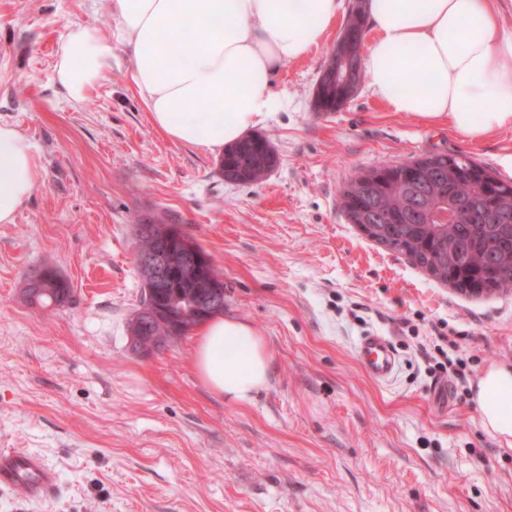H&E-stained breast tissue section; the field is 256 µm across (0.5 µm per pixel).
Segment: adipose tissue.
<instances>
[{
	"label": "adipose tissue",
	"mask_w": 512,
	"mask_h": 512,
	"mask_svg": "<svg viewBox=\"0 0 512 512\" xmlns=\"http://www.w3.org/2000/svg\"><path fill=\"white\" fill-rule=\"evenodd\" d=\"M108 8L153 125L175 143L215 151L273 116L274 76L324 41L344 0H108ZM361 8L373 35L365 84L388 111L473 142L512 127V28L494 0H362ZM111 66V47L77 26L56 77L79 103ZM38 177L31 142L0 125V224L13 223ZM194 367L210 391L244 404L267 385L271 361L249 324L217 317L200 330ZM476 401L484 427L512 438V368H490Z\"/></svg>",
	"instance_id": "ef3b65f1"
}]
</instances>
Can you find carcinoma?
<instances>
[{
    "mask_svg": "<svg viewBox=\"0 0 512 512\" xmlns=\"http://www.w3.org/2000/svg\"><path fill=\"white\" fill-rule=\"evenodd\" d=\"M362 9H351L333 51L335 60L361 62L365 38ZM344 76H321L316 112H336L344 103ZM278 161L269 140L248 136L224 150L220 169L235 183L261 180ZM343 207L372 241L407 256L435 280L468 295H492L512 288V181L503 180L468 157L444 154L420 157L366 170L344 185ZM449 213L443 221L440 214ZM129 320L150 312L142 335L169 333L166 310L173 289L148 294ZM26 294L43 307L69 302L70 285L52 267L29 277Z\"/></svg>",
    "mask_w": 512,
    "mask_h": 512,
    "instance_id": "obj_1",
    "label": "carcinoma"
}]
</instances>
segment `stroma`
Returning <instances> with one entry per match:
<instances>
[{"label": "stroma", "mask_w": 512, "mask_h": 512, "mask_svg": "<svg viewBox=\"0 0 512 512\" xmlns=\"http://www.w3.org/2000/svg\"><path fill=\"white\" fill-rule=\"evenodd\" d=\"M76 25L112 45L78 105L55 77ZM112 27L104 0H0V123L32 142L40 174L0 224V449L57 473L45 501L0 491V512H512V446L485 430L475 400L479 377L512 363V291L435 281L366 239L340 196L361 171L438 153L512 180V128L471 142L362 85L339 111H314L335 26L274 79L284 106L257 132L277 167L231 183L221 152L154 127ZM148 221L198 242L224 275V316L264 341L269 384L251 402L200 382L197 330L132 351ZM46 265L69 282L68 304L30 303L26 281ZM371 330L398 355L386 382L356 360ZM437 345L466 360V385L430 374L424 351Z\"/></svg>", "instance_id": "35a3bbf8"}]
</instances>
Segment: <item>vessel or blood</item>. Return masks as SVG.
<instances>
[{"instance_id": "obj_1", "label": "vessel or blood", "mask_w": 512, "mask_h": 512, "mask_svg": "<svg viewBox=\"0 0 512 512\" xmlns=\"http://www.w3.org/2000/svg\"><path fill=\"white\" fill-rule=\"evenodd\" d=\"M356 358L371 378L384 381L397 369V355L391 341L376 332L359 336ZM57 484L56 473L46 461L32 452H0V488L20 491L27 499L40 501L51 496Z\"/></svg>"}]
</instances>
